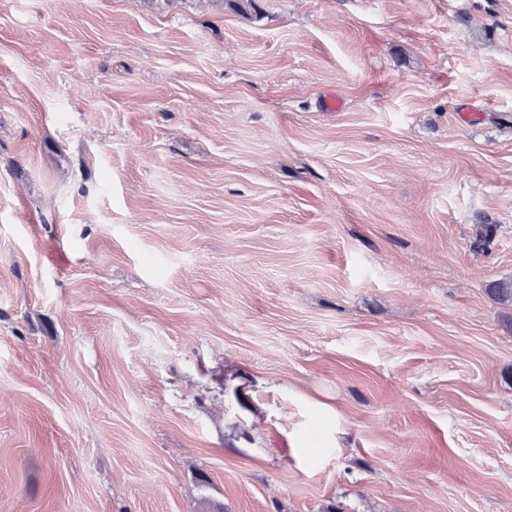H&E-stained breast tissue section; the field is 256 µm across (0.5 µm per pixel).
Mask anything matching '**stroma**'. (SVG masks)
I'll return each instance as SVG.
<instances>
[{
    "label": "stroma",
    "mask_w": 512,
    "mask_h": 512,
    "mask_svg": "<svg viewBox=\"0 0 512 512\" xmlns=\"http://www.w3.org/2000/svg\"><path fill=\"white\" fill-rule=\"evenodd\" d=\"M256 3L0 0V512H512V0Z\"/></svg>",
    "instance_id": "35a3bbf8"
}]
</instances>
